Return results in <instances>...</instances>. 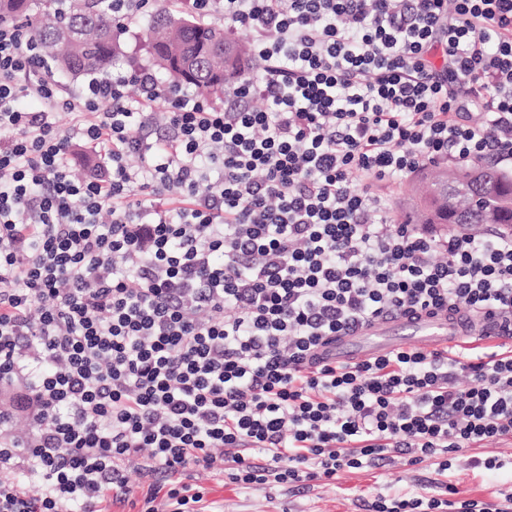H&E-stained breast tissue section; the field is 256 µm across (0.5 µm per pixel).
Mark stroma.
<instances>
[{
  "label": "stroma",
  "mask_w": 512,
  "mask_h": 512,
  "mask_svg": "<svg viewBox=\"0 0 512 512\" xmlns=\"http://www.w3.org/2000/svg\"><path fill=\"white\" fill-rule=\"evenodd\" d=\"M475 456L498 458L503 466L490 471L472 467ZM436 477L430 463L411 466L401 457L384 468L342 472L335 483L319 481L304 492L279 486L248 488L206 471L196 475L198 484L207 490L208 512H360L361 499L423 493ZM447 480L460 497L490 499L494 490L512 486V442L488 443L456 453Z\"/></svg>",
  "instance_id": "35a3bbf8"
}]
</instances>
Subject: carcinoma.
Returning a JSON list of instances; mask_svg holds the SVG:
<instances>
[{"instance_id": "1", "label": "carcinoma", "mask_w": 512, "mask_h": 512, "mask_svg": "<svg viewBox=\"0 0 512 512\" xmlns=\"http://www.w3.org/2000/svg\"><path fill=\"white\" fill-rule=\"evenodd\" d=\"M181 0L162 4L143 21L145 42L153 50L151 62L170 82L212 96L224 93V84L213 72L224 67V50L201 51V41L222 28L197 20L177 7ZM11 23L34 33L42 64L72 78L109 75L121 56L120 37L115 32L112 0H0V24ZM475 166L462 164L452 171L437 169L422 175L409 188L412 219L419 224H446L454 211V195H436L425 183L449 177L473 183ZM485 175L497 181L498 192L473 196L467 225L512 226V175L483 166Z\"/></svg>"}]
</instances>
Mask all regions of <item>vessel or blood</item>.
<instances>
[{
  "mask_svg": "<svg viewBox=\"0 0 512 512\" xmlns=\"http://www.w3.org/2000/svg\"><path fill=\"white\" fill-rule=\"evenodd\" d=\"M512 329V323L499 316L469 319L462 315L384 318L371 325L337 337L319 350L324 362L365 360L404 344L442 349L463 341H496Z\"/></svg>",
  "mask_w": 512,
  "mask_h": 512,
  "instance_id": "vessel-or-blood-1",
  "label": "vessel or blood"
}]
</instances>
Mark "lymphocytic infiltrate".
I'll list each match as a JSON object with an SVG mask.
<instances>
[{"label": "lymphocytic infiltrate", "instance_id": "1", "mask_svg": "<svg viewBox=\"0 0 512 512\" xmlns=\"http://www.w3.org/2000/svg\"><path fill=\"white\" fill-rule=\"evenodd\" d=\"M192 7L245 32L260 64L220 106L145 67L63 95L34 35L0 25V389L25 381L33 421L17 435L0 412V512H99L128 500L134 468L141 512H203L197 470L305 488L397 456L442 474L512 441V338L311 359L380 318L512 319V234L398 224L373 191L512 162V0ZM79 142L105 175H71ZM363 509L512 512V488L484 501L441 482Z\"/></svg>", "mask_w": 512, "mask_h": 512}]
</instances>
